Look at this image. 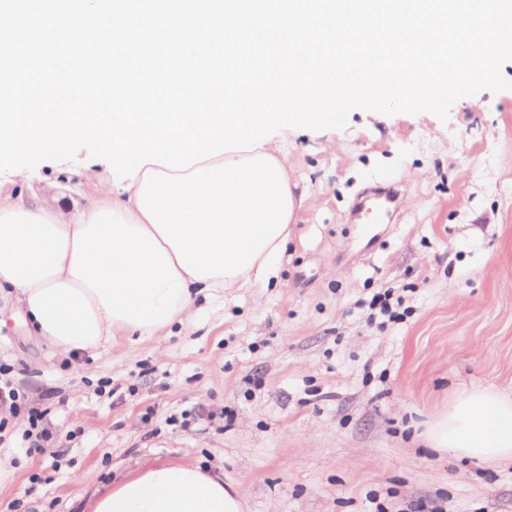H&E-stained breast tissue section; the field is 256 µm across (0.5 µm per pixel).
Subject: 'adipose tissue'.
<instances>
[{
    "instance_id": "ef3b65f1",
    "label": "adipose tissue",
    "mask_w": 512,
    "mask_h": 512,
    "mask_svg": "<svg viewBox=\"0 0 512 512\" xmlns=\"http://www.w3.org/2000/svg\"><path fill=\"white\" fill-rule=\"evenodd\" d=\"M270 140L188 170L143 166L130 189L97 181L64 212L0 184V300L14 297L53 353H93L115 337L169 336L198 298L267 283L302 198ZM426 440L441 453L512 463V396L462 391ZM238 486L190 462L147 460L97 490L88 512H244Z\"/></svg>"
}]
</instances>
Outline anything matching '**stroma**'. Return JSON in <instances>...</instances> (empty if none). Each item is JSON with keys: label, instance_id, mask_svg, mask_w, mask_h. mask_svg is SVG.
Instances as JSON below:
<instances>
[{"label": "stroma", "instance_id": "1", "mask_svg": "<svg viewBox=\"0 0 512 512\" xmlns=\"http://www.w3.org/2000/svg\"><path fill=\"white\" fill-rule=\"evenodd\" d=\"M284 138L304 201L267 287L197 301L162 340L72 357L0 311V363L52 436L29 455L26 413L0 429V512H84L157 458L223 471L245 512H512V465L443 459L421 438L457 389L512 391V90L444 120L355 109L344 128ZM8 179L54 204L92 200L50 161ZM394 181L404 216L365 247L351 208ZM385 291L403 322L370 318Z\"/></svg>", "mask_w": 512, "mask_h": 512}]
</instances>
